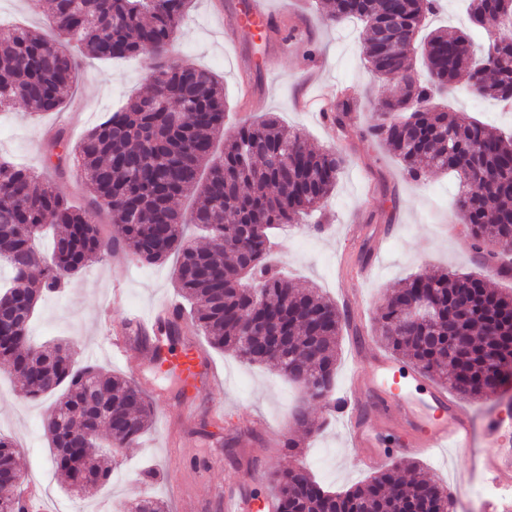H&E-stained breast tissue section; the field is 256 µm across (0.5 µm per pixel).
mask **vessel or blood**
I'll return each instance as SVG.
<instances>
[{"label": "vessel or blood", "instance_id": "1", "mask_svg": "<svg viewBox=\"0 0 512 512\" xmlns=\"http://www.w3.org/2000/svg\"><path fill=\"white\" fill-rule=\"evenodd\" d=\"M176 303L161 300L149 313L129 314L119 333L109 338L113 353L125 355L140 350L150 365L175 373L182 388L175 400L185 416L195 412L194 383L217 382L214 361L192 343L172 349L165 337L168 327L180 324ZM371 375L351 373L349 383L333 409L343 419L347 441L360 461L377 466L388 456L436 455L447 449H478V462L491 476L512 473V423L490 422L483 436H476L473 419L459 402L440 387L426 381L416 369L406 367L389 355L372 352ZM397 418L410 430L403 447L385 451L378 418ZM276 502L256 501L232 492L224 498V512H275Z\"/></svg>", "mask_w": 512, "mask_h": 512}]
</instances>
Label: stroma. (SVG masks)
<instances>
[{
  "mask_svg": "<svg viewBox=\"0 0 512 512\" xmlns=\"http://www.w3.org/2000/svg\"><path fill=\"white\" fill-rule=\"evenodd\" d=\"M222 2L224 17L219 20L213 0H196L170 58L190 59L223 81L225 134H233L244 119L271 113L281 124L302 131L310 148L333 145L347 158L324 215H310L307 225L274 235L273 261L297 287L321 289L336 301L344 289L356 288L355 303L363 308L361 328L374 347L380 344L375 332L379 310L406 277L448 268L482 275L489 286L512 292V276L483 264L470 237L449 232L457 221L453 178L442 173L412 182L385 148L367 136L380 101L395 92L396 83L373 78L366 69L360 23L327 22L316 0H263L270 16L267 26L238 32L229 41L220 22L241 15L243 0ZM150 89L144 61L83 59L59 110L37 115L18 103L0 113V159L45 170L43 149L58 129H66L70 143L78 144L106 113ZM345 89L357 104L337 129L321 117L315 101ZM449 108L512 132V111L466 91L455 93ZM366 261L373 264L370 280L342 277V264ZM175 264L171 258L144 265L110 253L73 278L63 295L39 302L31 323L33 340L64 339L78 359L130 375L132 365L144 358L136 351L115 357L106 350L102 315L110 313L118 324L127 311L144 312L160 299L177 297ZM208 354L224 372V410L233 414L234 429L203 409L192 420L182 419L167 401L177 378L151 371L149 381L164 397L151 402L150 430L113 460L109 482L87 493L73 492L51 466L44 431L49 400L19 399L20 380L0 365V433L17 443L25 480L40 487L50 512L71 505L80 512H109L111 504L143 495L159 498L169 512H223L230 485L240 484L256 499L273 496L272 473L298 462L329 491L342 492L368 478L339 424L327 419L322 401L305 399L273 367L214 348ZM297 406L316 422L315 430L296 423ZM288 439L298 443L296 454L285 448ZM418 462L427 477L450 487L457 512H485L492 498L512 504V475L487 479L472 452L422 456Z\"/></svg>",
  "mask_w": 512,
  "mask_h": 512,
  "instance_id": "1",
  "label": "stroma"
}]
</instances>
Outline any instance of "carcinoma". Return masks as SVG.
<instances>
[{
	"label": "carcinoma",
	"instance_id": "obj_1",
	"mask_svg": "<svg viewBox=\"0 0 512 512\" xmlns=\"http://www.w3.org/2000/svg\"><path fill=\"white\" fill-rule=\"evenodd\" d=\"M194 0H49V38L24 25L0 27V111L21 101L54 112L72 88L77 58H143L152 90L129 99L90 129L74 158L93 202L109 210L121 244L136 261L176 256L175 287L190 305L188 323L218 349L250 363H269L284 376L293 367L326 400L334 389L345 317L316 289H298L270 264L272 231L297 224L332 194L346 158L333 147L310 149L302 133L273 115L246 119L224 136V85L189 62L169 61L174 36ZM441 0H327L329 22H361L369 69L392 77L396 94L379 105L369 135L421 182L433 172L458 181L455 208L474 248H512V135L463 113L450 114L435 97L458 86L472 96L512 106V34L426 30ZM470 22L498 21L502 0H463ZM404 18L393 37L381 24ZM356 98L336 102L328 119L341 128ZM194 199L191 217L178 203ZM58 224L51 258L33 246L44 226ZM204 232L199 248L188 225ZM90 211L71 206L54 183L22 164L0 161V315L18 333L0 340V361L18 368L25 398L53 399L44 429L52 465L71 489L109 481L100 440L118 448L148 429L153 409L136 382L75 358L63 343L33 345L28 327L45 295L61 292L89 263L113 251ZM472 273L414 276L387 298L377 332L395 359L449 389L481 398L512 382V294L482 288ZM428 298L437 319L411 321ZM255 314L263 336H244L240 320ZM15 442L0 434V470H19ZM342 493L324 489L304 465L276 476L277 512H450L448 488L406 461Z\"/></svg>",
	"mask_w": 512,
	"mask_h": 512
}]
</instances>
